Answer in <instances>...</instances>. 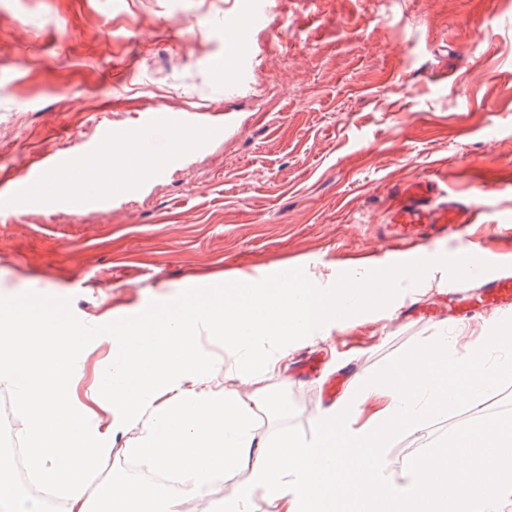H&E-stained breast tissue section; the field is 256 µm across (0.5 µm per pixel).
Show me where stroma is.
<instances>
[{
  "instance_id": "obj_1",
  "label": "stroma",
  "mask_w": 512,
  "mask_h": 512,
  "mask_svg": "<svg viewBox=\"0 0 512 512\" xmlns=\"http://www.w3.org/2000/svg\"><path fill=\"white\" fill-rule=\"evenodd\" d=\"M234 0H0V189L31 153L78 157L104 125L208 112L221 135L118 200L23 202L0 212V297L80 331L78 393L114 332L176 296H220L282 270L330 284L381 267L393 188L427 178L485 211L472 227L487 270L512 266V0H270L247 45V95L209 62ZM460 240L419 238L418 277L375 311L299 342L255 413L267 440L313 435L323 385L403 356L454 320L459 343L491 313L461 306L446 268ZM315 353L311 375L293 356ZM512 418V378L387 453L399 474L459 424Z\"/></svg>"
}]
</instances>
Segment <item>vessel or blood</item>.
<instances>
[{
  "mask_svg": "<svg viewBox=\"0 0 512 512\" xmlns=\"http://www.w3.org/2000/svg\"><path fill=\"white\" fill-rule=\"evenodd\" d=\"M268 0H240L231 21L224 27V52L210 63L213 73L224 80L229 94L244 92L250 84V63L244 48L251 32L261 26L268 14ZM200 112H168L155 110L140 114L139 123L145 129L164 132L188 129L203 122ZM58 158H38L23 177L14 180L8 189L0 191V210H9L23 200H34V188L46 172L57 166ZM384 224L383 238L395 247L403 271L416 272L420 264L408 245L417 236L433 239L447 237L449 231L465 232L477 221L479 209L471 200L447 196L436 200L426 182L417 181L397 187ZM484 300L490 309H512V275L491 273L483 278Z\"/></svg>",
  "mask_w": 512,
  "mask_h": 512,
  "instance_id": "vessel-or-blood-1",
  "label": "vessel or blood"
}]
</instances>
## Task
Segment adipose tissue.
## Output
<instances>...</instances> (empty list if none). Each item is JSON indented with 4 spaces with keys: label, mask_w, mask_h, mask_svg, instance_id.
Segmentation results:
<instances>
[{
    "label": "adipose tissue",
    "mask_w": 512,
    "mask_h": 512,
    "mask_svg": "<svg viewBox=\"0 0 512 512\" xmlns=\"http://www.w3.org/2000/svg\"><path fill=\"white\" fill-rule=\"evenodd\" d=\"M112 168L134 178L165 164L137 141L110 148ZM111 170L91 157L69 176H49L39 192L56 198L65 186L110 188ZM409 273L358 271L324 288L289 277L287 287L263 280L237 284L223 298L173 300L112 339L92 402L110 411L108 430L90 423V407L74 393L73 368L82 348L62 323L35 316L0 298V385L12 388L23 412L30 471L62 492L68 512H182L187 499L206 497L212 482L247 467V483L225 497L222 512H504L512 505V420L486 424L479 436L452 430L430 451L426 470L387 472V450L463 402L512 376V320L485 322L480 338L458 350L441 334L425 337L403 357L359 377L315 420L311 440L283 437L266 444L252 425L269 403L267 381L293 342L319 338L335 322L387 301ZM234 354L248 399L214 391L224 360L206 351L201 332ZM498 360H490V353ZM126 433V454L146 459L179 482L162 495L126 480L98 483L110 450L107 433ZM480 452H470L472 439Z\"/></svg>",
    "instance_id": "adipose-tissue-1"
}]
</instances>
